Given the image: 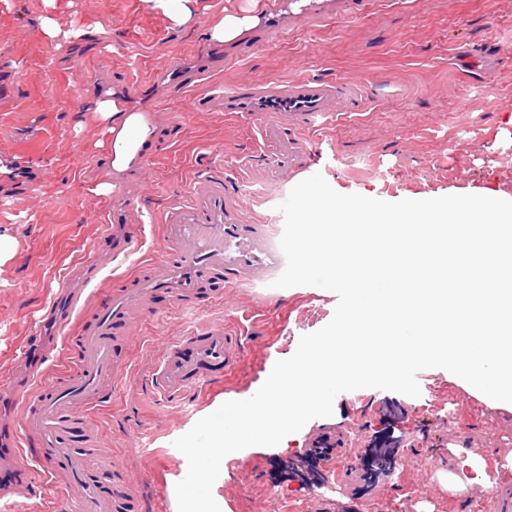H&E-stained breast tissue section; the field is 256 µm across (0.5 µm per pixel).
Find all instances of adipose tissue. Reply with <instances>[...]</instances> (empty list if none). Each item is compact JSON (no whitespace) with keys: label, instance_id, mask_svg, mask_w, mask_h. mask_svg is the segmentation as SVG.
<instances>
[{"label":"adipose tissue","instance_id":"adipose-tissue-1","mask_svg":"<svg viewBox=\"0 0 512 512\" xmlns=\"http://www.w3.org/2000/svg\"><path fill=\"white\" fill-rule=\"evenodd\" d=\"M267 0H246L239 8L224 11L212 23L209 34L213 41L231 44L259 25L267 14ZM93 120L106 126L112 135V167L125 170L138 156L151 128L139 112L121 111L117 102L99 101L91 109Z\"/></svg>","mask_w":512,"mask_h":512}]
</instances>
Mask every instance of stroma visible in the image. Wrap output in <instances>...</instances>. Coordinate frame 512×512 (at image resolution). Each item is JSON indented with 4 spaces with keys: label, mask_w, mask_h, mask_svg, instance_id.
<instances>
[{
    "label": "stroma",
    "mask_w": 512,
    "mask_h": 512,
    "mask_svg": "<svg viewBox=\"0 0 512 512\" xmlns=\"http://www.w3.org/2000/svg\"><path fill=\"white\" fill-rule=\"evenodd\" d=\"M242 2L200 0L194 25L180 29L145 0H0V234L18 243L0 268V390L41 392L70 375L72 334L166 251L165 221L196 181L249 170L242 216L279 244L278 206L301 177L267 172L276 146L247 117L202 110L212 90L309 76L368 94L366 111L305 136L326 157L317 172L339 193L387 202L512 195V0H313L318 11L306 22L271 19L235 45L210 41L215 14ZM48 13L83 38L62 48L46 40L39 19ZM103 88L152 128L121 174L86 110ZM102 182L111 193H96ZM96 244L102 269L91 280L83 257ZM337 302L329 290L264 280L225 289L194 313L163 297L135 311L116 338L111 392L75 416L143 512H178L175 487L188 464L175 440L224 401L254 395L302 335L329 323ZM212 324L245 329L237 370L180 398L154 393L166 344ZM417 380V397L341 393L331 417L288 435L287 450L226 458L216 497L229 512H500L512 502L503 467L512 407L491 406L441 368ZM471 450L485 471L453 493L438 474L468 476ZM66 480L35 476L6 499L50 512Z\"/></svg>",
    "instance_id": "1"
}]
</instances>
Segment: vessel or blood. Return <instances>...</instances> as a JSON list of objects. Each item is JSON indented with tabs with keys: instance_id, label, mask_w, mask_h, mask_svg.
<instances>
[{
	"instance_id": "obj_1",
	"label": "vessel or blood",
	"mask_w": 512,
	"mask_h": 512,
	"mask_svg": "<svg viewBox=\"0 0 512 512\" xmlns=\"http://www.w3.org/2000/svg\"><path fill=\"white\" fill-rule=\"evenodd\" d=\"M211 110L240 112L253 120L265 140L278 152L271 170L311 171L314 158L301 137L318 120L341 110L362 111L366 100L347 84L301 77L286 84L263 87L242 83L207 102ZM237 182L214 177L203 181L191 202L172 212L165 226L171 252L150 262L149 274L131 287L112 292L97 305L94 318L73 350L78 381L56 388L39 403L23 405L22 427L36 447L34 454L46 477L66 473L69 481L59 502L60 512H140L122 476L106 480L90 467L88 457L100 451L80 438L73 411L104 399L118 374L112 337L129 314L148 299L163 295L184 309H197L208 298L222 296L226 287L264 279L279 269L282 256L260 225L245 221ZM247 336L215 327L167 344L151 377L159 395L175 398L223 377L242 360Z\"/></svg>"
}]
</instances>
